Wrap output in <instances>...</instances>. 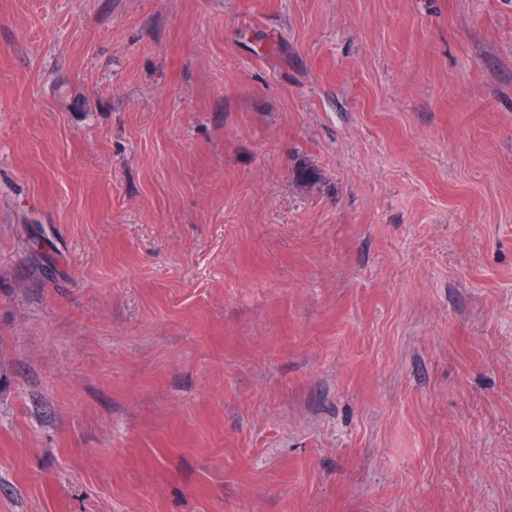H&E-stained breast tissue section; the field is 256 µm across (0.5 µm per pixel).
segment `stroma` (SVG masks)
Wrapping results in <instances>:
<instances>
[{"label": "stroma", "instance_id": "stroma-1", "mask_svg": "<svg viewBox=\"0 0 512 512\" xmlns=\"http://www.w3.org/2000/svg\"><path fill=\"white\" fill-rule=\"evenodd\" d=\"M0 512H512V0H0Z\"/></svg>", "mask_w": 512, "mask_h": 512}]
</instances>
